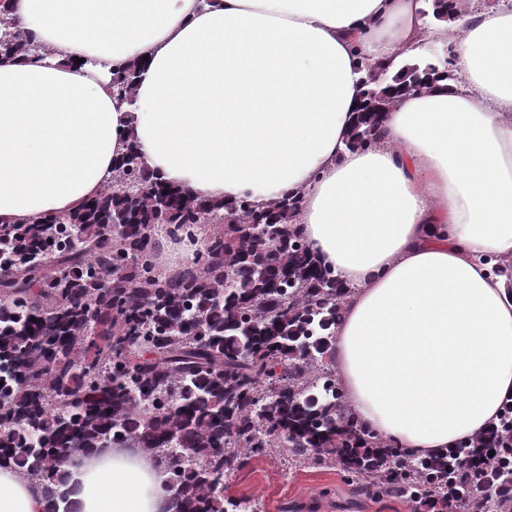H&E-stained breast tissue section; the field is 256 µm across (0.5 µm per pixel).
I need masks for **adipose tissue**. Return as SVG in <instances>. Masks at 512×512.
Returning a JSON list of instances; mask_svg holds the SVG:
<instances>
[{
    "mask_svg": "<svg viewBox=\"0 0 512 512\" xmlns=\"http://www.w3.org/2000/svg\"><path fill=\"white\" fill-rule=\"evenodd\" d=\"M34 51L0 61V225L70 212L129 149L206 203L299 194L296 222L347 288L337 377L358 423L427 457L512 397V10L440 22L461 79L400 96L346 146L364 66L421 52V0H10ZM135 65V96L109 84ZM79 512H165L161 467L96 449ZM0 468V512H44Z\"/></svg>",
    "mask_w": 512,
    "mask_h": 512,
    "instance_id": "obj_1",
    "label": "adipose tissue"
}]
</instances>
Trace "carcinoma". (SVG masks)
<instances>
[{
	"label": "carcinoma",
	"mask_w": 512,
	"mask_h": 512,
	"mask_svg": "<svg viewBox=\"0 0 512 512\" xmlns=\"http://www.w3.org/2000/svg\"><path fill=\"white\" fill-rule=\"evenodd\" d=\"M7 11L0 50L34 46ZM384 69L370 68L367 103ZM458 79L438 62L395 77L399 90ZM111 87L133 100L134 71ZM377 113L363 112L349 141L372 145ZM285 197L239 200L190 276L159 279L151 232L215 224L202 203L147 173L130 149L112 184L68 213L0 227V465L41 484L46 512H76L62 457L105 443L138 448L169 468L176 512H243L214 477L288 446L312 465L337 467L366 494L429 503L445 512L464 491L460 471L482 454L498 476L512 467V405L461 447L425 458L379 439L349 414L333 346L348 290L313 258Z\"/></svg>",
	"instance_id": "obj_1"
}]
</instances>
